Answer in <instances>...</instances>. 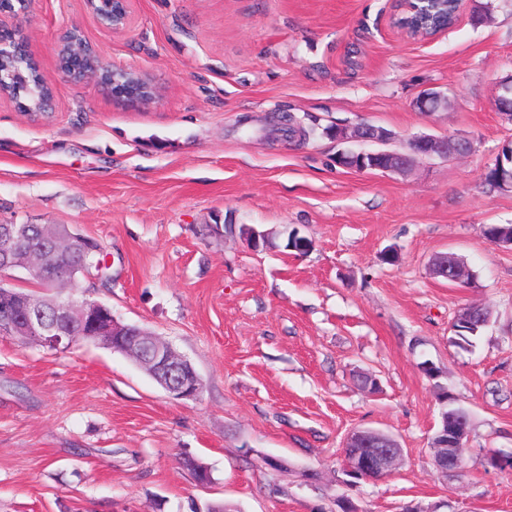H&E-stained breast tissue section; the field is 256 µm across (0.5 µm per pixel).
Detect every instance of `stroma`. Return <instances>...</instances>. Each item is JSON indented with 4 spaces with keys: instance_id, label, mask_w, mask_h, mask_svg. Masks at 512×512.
Segmentation results:
<instances>
[{
    "instance_id": "obj_1",
    "label": "stroma",
    "mask_w": 512,
    "mask_h": 512,
    "mask_svg": "<svg viewBox=\"0 0 512 512\" xmlns=\"http://www.w3.org/2000/svg\"><path fill=\"white\" fill-rule=\"evenodd\" d=\"M481 4L490 17L476 27ZM392 15V0H133L121 34L84 0H28L15 16L54 108L37 121L0 97V224H64L97 241L106 277L80 289L172 343L202 389L172 399L91 342L0 337V512H340L344 498L358 512H512V469L487 463L512 455V248L481 234L512 224V190H484L512 142L495 107L512 74V0H462L428 40ZM75 25L105 65L148 75L159 102L125 108L59 73ZM428 89L451 108L418 111ZM288 113L386 128L396 150L421 133L474 150L404 176L359 171L337 164L333 138L275 132ZM243 224L271 245L250 247ZM293 231L309 251L287 249ZM448 252L470 283L430 274ZM474 303L491 317L463 349L453 322ZM361 373L378 391L358 386ZM441 390L469 415L465 465L445 476L431 449ZM359 429L392 436L403 461L352 486L343 448Z\"/></svg>"
}]
</instances>
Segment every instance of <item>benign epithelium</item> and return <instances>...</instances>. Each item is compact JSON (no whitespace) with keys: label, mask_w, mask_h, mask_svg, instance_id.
I'll list each match as a JSON object with an SVG mask.
<instances>
[{"label":"benign epithelium","mask_w":512,"mask_h":512,"mask_svg":"<svg viewBox=\"0 0 512 512\" xmlns=\"http://www.w3.org/2000/svg\"><path fill=\"white\" fill-rule=\"evenodd\" d=\"M27 0H0V58L11 56L27 48L24 34L11 26L7 16L14 13V4H25ZM87 9L105 21L114 33H122L130 25L131 0H85ZM62 74L78 81L93 82L111 89L112 99L126 107L139 108L155 103L159 98L157 87L151 85L141 73L128 69H107L101 63L87 68L82 59L72 61L68 67L59 69ZM387 133L380 127L358 125L352 129L336 130V141L383 143ZM418 157H448L440 139L428 134L412 138L409 152L353 151L351 155L361 163H371V168L384 173H402L407 169L408 155ZM49 246L34 247L30 242L26 224H0V277H10L17 271L39 282L43 288L40 300L27 299V308L17 315L11 299L6 297L0 304V334L3 336H28L46 347H60L69 332L71 322L77 321L86 336H137L142 354L153 367L166 376L181 372L186 357L172 345L152 336L148 332L128 331L112 316V310L104 303L83 293L76 296L77 279L75 268L68 263V254L97 251L93 243L82 237L71 240L48 235ZM440 275L455 285L466 278L464 270L449 262L443 264ZM51 312L52 317L45 316ZM201 389L199 375L182 377L164 383V390L175 400L193 399ZM445 442L435 446V463L441 474L456 470L459 465L458 450L467 436V423L463 420L447 421L443 430ZM347 472L367 474L371 478L392 473L399 464L402 449L388 434L377 430H359L346 441L344 448Z\"/></svg>","instance_id":"1"}]
</instances>
